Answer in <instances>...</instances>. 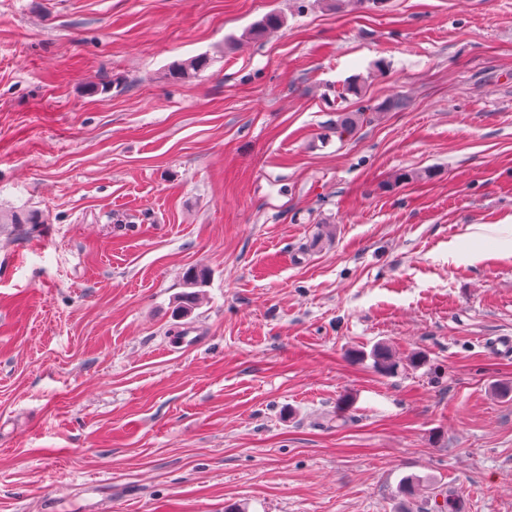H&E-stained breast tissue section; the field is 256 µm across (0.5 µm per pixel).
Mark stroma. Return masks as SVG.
Masks as SVG:
<instances>
[{
    "instance_id": "35a3bbf8",
    "label": "stroma",
    "mask_w": 512,
    "mask_h": 512,
    "mask_svg": "<svg viewBox=\"0 0 512 512\" xmlns=\"http://www.w3.org/2000/svg\"><path fill=\"white\" fill-rule=\"evenodd\" d=\"M509 238L512 0H0V512H512Z\"/></svg>"
}]
</instances>
